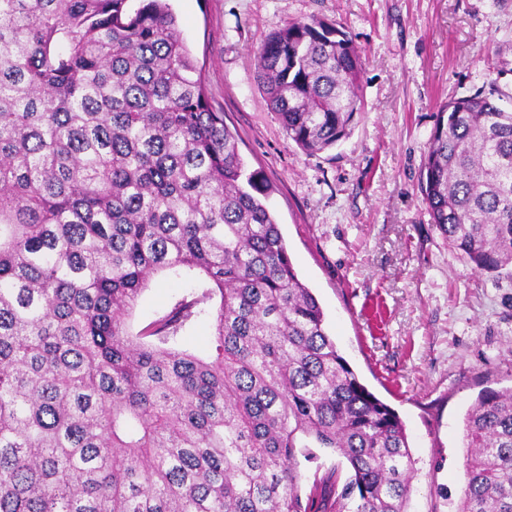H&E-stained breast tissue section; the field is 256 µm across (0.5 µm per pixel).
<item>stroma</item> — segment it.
Returning <instances> with one entry per match:
<instances>
[{
  "mask_svg": "<svg viewBox=\"0 0 512 512\" xmlns=\"http://www.w3.org/2000/svg\"><path fill=\"white\" fill-rule=\"evenodd\" d=\"M214 110L238 138L300 279L340 354L405 424L419 472L408 512H457L464 419L512 387V277L473 271L420 190L440 106L512 104V0H170ZM325 18L360 51L362 108L336 147L306 154L259 86L255 51L276 25ZM155 277L133 330L193 291Z\"/></svg>",
  "mask_w": 512,
  "mask_h": 512,
  "instance_id": "35a3bbf8",
  "label": "stroma"
}]
</instances>
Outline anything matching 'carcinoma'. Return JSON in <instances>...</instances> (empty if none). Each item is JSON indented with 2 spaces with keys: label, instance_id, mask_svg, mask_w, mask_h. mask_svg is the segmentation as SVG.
Masks as SVG:
<instances>
[{
  "label": "carcinoma",
  "instance_id": "carcinoma-1",
  "mask_svg": "<svg viewBox=\"0 0 512 512\" xmlns=\"http://www.w3.org/2000/svg\"><path fill=\"white\" fill-rule=\"evenodd\" d=\"M256 62L300 149L350 134L363 61L336 23L278 25ZM421 191L472 269L512 276V111L443 105ZM266 198L167 0H0V512H407L405 426L338 352ZM165 271L203 288L132 332ZM202 314L208 359L181 346ZM465 432L459 512H512V388ZM313 448L346 480L303 492Z\"/></svg>",
  "mask_w": 512,
  "mask_h": 512
}]
</instances>
